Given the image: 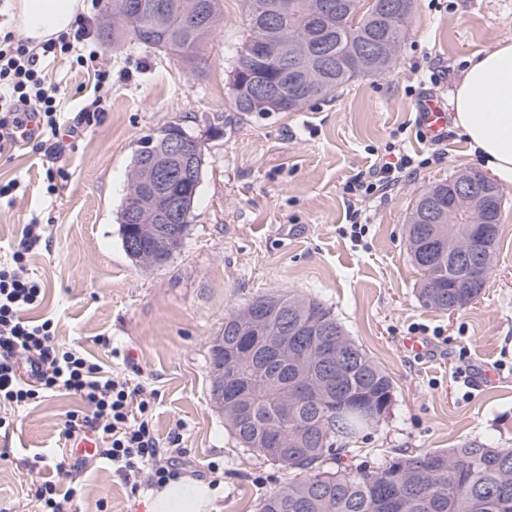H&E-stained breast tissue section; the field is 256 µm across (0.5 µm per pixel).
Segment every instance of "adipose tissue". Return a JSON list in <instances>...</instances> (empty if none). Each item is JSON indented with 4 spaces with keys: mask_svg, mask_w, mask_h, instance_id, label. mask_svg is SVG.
I'll list each match as a JSON object with an SVG mask.
<instances>
[{
    "mask_svg": "<svg viewBox=\"0 0 512 512\" xmlns=\"http://www.w3.org/2000/svg\"><path fill=\"white\" fill-rule=\"evenodd\" d=\"M11 12L30 45L69 32L84 0H11ZM453 123L483 169L512 185V40L504 39L466 68L450 95ZM218 495L209 482L188 478L156 488L148 512H212Z\"/></svg>",
    "mask_w": 512,
    "mask_h": 512,
    "instance_id": "1",
    "label": "adipose tissue"
}]
</instances>
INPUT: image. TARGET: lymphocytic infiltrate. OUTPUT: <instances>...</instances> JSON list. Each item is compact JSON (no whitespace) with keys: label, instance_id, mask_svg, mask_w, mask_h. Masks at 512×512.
Returning a JSON list of instances; mask_svg holds the SVG:
<instances>
[{"label":"lymphocytic infiltrate","instance_id":"obj_1","mask_svg":"<svg viewBox=\"0 0 512 512\" xmlns=\"http://www.w3.org/2000/svg\"><path fill=\"white\" fill-rule=\"evenodd\" d=\"M91 37L83 22L33 50L15 30L0 29V156L10 153L24 134L63 148L65 138H78L98 120L104 107L96 98L72 122H65L60 89L46 81L52 63L72 57L78 66L94 71L99 85H106L112 78L111 65L97 52L80 51ZM423 165L419 157L401 153L395 161L359 172L345 191L354 198L383 196ZM44 295L42 284L28 273L23 253L0 262V404L20 410L46 392L66 391L82 404L67 414L66 438L93 432L103 457L124 478L144 472L154 485L180 478L185 451L162 446L142 388L129 379L105 375L84 352L60 345L52 319L27 318V311L39 306Z\"/></svg>","mask_w":512,"mask_h":512}]
</instances>
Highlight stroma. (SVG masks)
<instances>
[{"label":"stroma","mask_w":512,"mask_h":512,"mask_svg":"<svg viewBox=\"0 0 512 512\" xmlns=\"http://www.w3.org/2000/svg\"><path fill=\"white\" fill-rule=\"evenodd\" d=\"M224 22L190 69L170 56L95 40L112 58V86L97 124L59 153L15 147L0 160V182H19L0 199V260L41 224L28 265L46 289L33 317H51L60 343L81 349L108 374L152 396L160 439L181 429L185 476L219 485L218 512H257L291 470L243 450L211 402L210 349L224 318L253 298L295 291L331 307L346 333L389 375L393 406L358 441L347 463L376 467L391 458L485 440L512 448V185L501 186L497 255L477 299L442 312L419 298L406 224L415 199L463 170L480 171L463 136L422 134L416 106L448 102L470 60L512 39V0H414L394 63L361 76L296 112L242 115L230 90L233 54L244 35L243 0H223ZM47 78L75 116L95 80L63 62ZM202 140L205 169L184 244L167 262L126 257L117 212L140 140L170 123ZM428 158L387 197L350 203L345 183L390 157V144ZM56 184L48 194V184ZM368 232L342 236L349 205ZM426 326L423 353L404 340ZM110 337L103 347L101 337ZM65 391L47 393L0 431V508L39 512L31 487L53 480L78 491L77 512H146L149 484L131 489L100 458L72 460L63 435ZM69 458L65 471L56 462Z\"/></svg>","instance_id":"stroma-1"}]
</instances>
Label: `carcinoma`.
<instances>
[{"instance_id":"carcinoma-1","label":"carcinoma","mask_w":512,"mask_h":512,"mask_svg":"<svg viewBox=\"0 0 512 512\" xmlns=\"http://www.w3.org/2000/svg\"><path fill=\"white\" fill-rule=\"evenodd\" d=\"M112 0V25L102 38L114 49L134 43L164 52L189 67L223 21V0H134L122 13ZM244 0L246 35L235 51L232 93L244 114L293 112L326 97L357 76L390 67L381 43H401L412 8L407 0ZM264 36L283 46H309L294 73L277 59L255 58L251 43ZM275 82L281 102L254 104V83ZM204 158L196 150L190 180L180 190L185 222L197 198ZM454 197L448 182L427 188L415 201L408 249L423 274L419 297L434 309L453 311L480 290L467 287L452 256L467 232L448 223ZM318 317L334 330L323 338L300 337L288 360L276 359L281 325ZM213 365L224 368V424L240 447L299 471L267 494L259 512H512V448L466 440L455 448L398 456L375 470L323 469L336 451L387 414L390 377L346 335L330 308L291 291L253 299L224 319L212 342Z\"/></svg>"}]
</instances>
